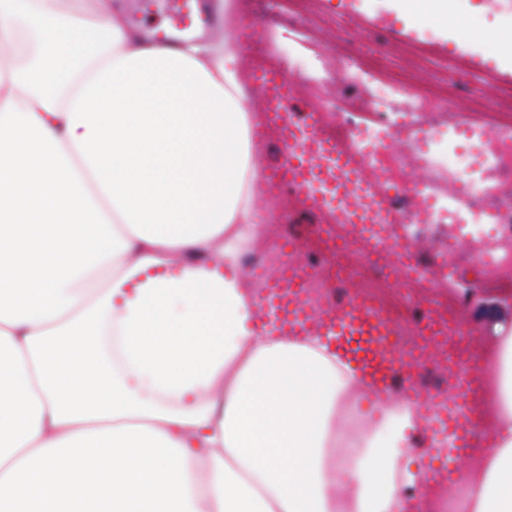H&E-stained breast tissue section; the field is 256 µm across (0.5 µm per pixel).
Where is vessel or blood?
Segmentation results:
<instances>
[{"mask_svg":"<svg viewBox=\"0 0 512 512\" xmlns=\"http://www.w3.org/2000/svg\"><path fill=\"white\" fill-rule=\"evenodd\" d=\"M175 18L180 24L197 29L210 25L209 17L203 11H192L187 0H179ZM256 79L265 91L264 111L269 121L283 123L289 113L299 111V104L292 98V83L283 73L262 70ZM291 135L301 148L289 150L285 163L290 177L300 188L317 190L313 206L333 204L353 224L393 223L387 202L362 161L339 149L335 141L325 139L315 115H308L303 126L292 130ZM265 303L289 335L303 336L311 332L314 318L301 306L294 280L274 278ZM336 320L329 333L335 337L345 359L358 367L373 389L388 390L396 363L382 347L387 334L385 325L370 318L365 302L360 299L337 313Z\"/></svg>","mask_w":512,"mask_h":512,"instance_id":"b4317fda","label":"vessel or blood"}]
</instances>
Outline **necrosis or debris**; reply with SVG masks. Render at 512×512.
<instances>
[{
  "mask_svg": "<svg viewBox=\"0 0 512 512\" xmlns=\"http://www.w3.org/2000/svg\"><path fill=\"white\" fill-rule=\"evenodd\" d=\"M389 35V27L382 26L364 36L359 52L366 57V64L355 65L347 57H337L336 77L354 94L344 101L324 102L317 109L318 118L326 126L328 138L363 155L367 170L390 191L399 189L406 164L404 156L385 148L399 128L395 114L410 108L432 113L436 118L432 134L413 128L407 131L420 145V159L434 170L438 183L437 193L423 200L428 213L425 223L448 225L449 243L464 239L481 277L497 282L502 300L512 303V124L494 128L467 124L462 129V155L445 151L448 130L455 125L449 107L436 96H412L408 85L394 76ZM462 172L471 175V213L466 219L449 216L440 199L449 182ZM326 214L327 223L333 226L327 234L318 224H297L287 232L281 225H266L261 239L240 256L248 279L264 284L270 273L295 272L299 301L320 323L356 297L387 319L390 352L402 364L393 393L414 401L426 395L438 402V411L424 415L423 421L431 437L438 440L442 457H452L456 450L448 437V382L457 379L467 393L481 394L480 415L485 425H492L490 367L466 360L467 343L449 333L454 318L451 311L435 309L425 301L390 304L382 292L390 280L407 282L414 277L442 287L455 282V270L449 267L433 273L406 248V239L418 231L414 222L377 224L368 233L361 225L345 223L334 209H327ZM371 236L380 249H400L402 262L382 263L378 251L366 245Z\"/></svg>",
  "mask_w": 512,
  "mask_h": 512,
  "instance_id": "necrosis-or-debris-1",
  "label": "necrosis or debris"
}]
</instances>
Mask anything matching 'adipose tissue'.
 <instances>
[{
	"mask_svg": "<svg viewBox=\"0 0 512 512\" xmlns=\"http://www.w3.org/2000/svg\"><path fill=\"white\" fill-rule=\"evenodd\" d=\"M438 30L497 46L424 0ZM99 0H0V512H442L409 466L415 403L336 453L363 381L322 337L255 321L262 230L245 73ZM456 512H512V333Z\"/></svg>",
	"mask_w": 512,
	"mask_h": 512,
	"instance_id": "ef3b65f1",
	"label": "adipose tissue"
}]
</instances>
